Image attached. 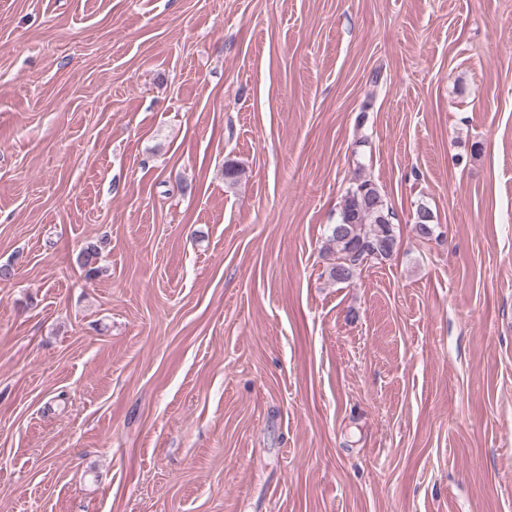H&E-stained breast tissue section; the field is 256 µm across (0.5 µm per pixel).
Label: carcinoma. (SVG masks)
<instances>
[{"label": "carcinoma", "instance_id": "1", "mask_svg": "<svg viewBox=\"0 0 512 512\" xmlns=\"http://www.w3.org/2000/svg\"><path fill=\"white\" fill-rule=\"evenodd\" d=\"M395 219L394 210L377 185L361 172H355L342 196L338 220L329 229L335 257L328 266V277L336 283L348 282L364 264L389 259L398 249ZM414 230L421 238L434 235L433 213L428 207L417 208ZM103 247L102 243H90L82 251L81 265L86 277L99 274L98 258Z\"/></svg>", "mask_w": 512, "mask_h": 512}]
</instances>
